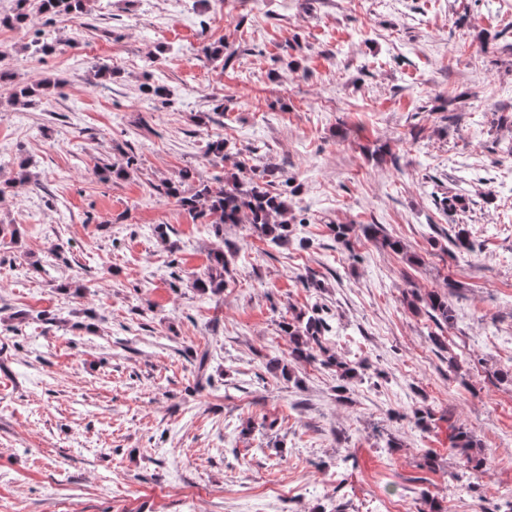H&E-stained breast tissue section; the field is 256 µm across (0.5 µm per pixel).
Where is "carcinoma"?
I'll use <instances>...</instances> for the list:
<instances>
[{
  "mask_svg": "<svg viewBox=\"0 0 512 512\" xmlns=\"http://www.w3.org/2000/svg\"><path fill=\"white\" fill-rule=\"evenodd\" d=\"M30 0H15V8L10 14H0V26L12 28L27 25L31 21L29 13ZM84 0H40L39 13L52 15L55 13L73 14L80 16L84 13ZM240 172L244 177L234 176L223 184L216 186L213 182L198 176L197 186L190 195H182L178 189L167 183L164 191L167 195L177 199L179 206L204 219L208 232L217 239H224V225L250 224L260 237L275 247H283L290 243V224L304 223V219H295L288 197L283 192L272 190L269 178L288 183V173L274 169H264L256 173V169L243 162ZM364 236L377 238L382 228L377 224L360 226ZM383 236V235H381ZM383 244L393 250L399 251L402 246L399 241L383 236ZM228 265L225 259L224 248L218 246L209 255V265L204 276L193 282L195 288L202 292L208 290L221 292L224 290V271ZM425 302L430 310V317L438 326L448 325L454 319L453 310L448 303V294L432 292L426 298L411 294L408 305L413 310H419L418 303ZM282 332L288 336L290 342L289 359L286 363L279 360L271 362L274 369L280 370L281 375L290 376L291 368L295 365L318 360L322 365L333 368L338 380L339 388L346 389L347 385L360 376L358 368L352 363L336 355L322 343V335L327 331V323L319 316V309H312V314L299 312L281 325ZM450 440L452 447L461 450L467 457L473 469L481 470L486 467L487 459L472 433L463 425L451 427Z\"/></svg>",
  "mask_w": 512,
  "mask_h": 512,
  "instance_id": "cac0c4a2",
  "label": "carcinoma"
}]
</instances>
